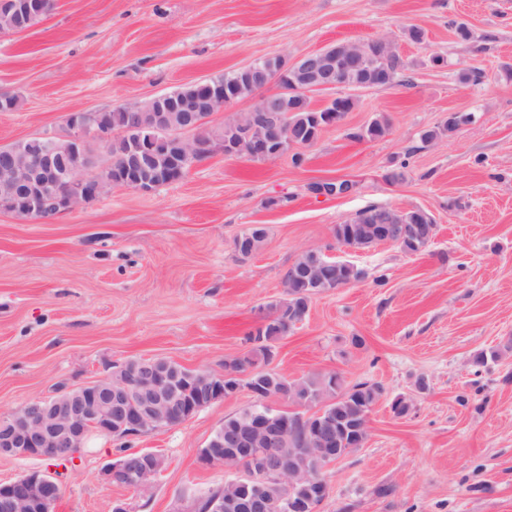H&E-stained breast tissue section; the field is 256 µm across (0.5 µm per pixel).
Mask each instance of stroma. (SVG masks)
<instances>
[{"instance_id":"1","label":"stroma","mask_w":512,"mask_h":512,"mask_svg":"<svg viewBox=\"0 0 512 512\" xmlns=\"http://www.w3.org/2000/svg\"><path fill=\"white\" fill-rule=\"evenodd\" d=\"M461 24L470 40L458 37ZM412 27L423 42L405 38ZM384 37L402 61L394 83L356 93L301 166L218 154L178 183L111 190L50 222L0 209V413L129 358L222 374L268 304L284 299L288 267L318 248L366 276L314 296L273 365L290 378L336 371L383 390L367 442L326 467L319 512H512V354L472 365L512 336V0H53L26 30L0 33V94L19 100L0 112V146L62 135L71 112ZM463 70L479 80L460 83ZM452 112L475 119L421 143ZM379 116L385 137L352 139ZM397 167L403 180L387 182ZM336 179L354 182L353 194L307 190ZM370 205L422 209L437 225L433 242L413 255L391 243L339 245L335 225ZM255 225L265 241L242 257L233 240ZM399 397L411 402L402 417L391 408ZM254 402L242 391L124 442L91 436L64 467L0 457V483L50 473L62 487L54 512H112L117 500L129 512H188L234 477L200 453ZM123 444L165 458L147 490L104 479Z\"/></svg>"}]
</instances>
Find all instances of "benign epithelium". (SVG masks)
<instances>
[{
    "mask_svg": "<svg viewBox=\"0 0 512 512\" xmlns=\"http://www.w3.org/2000/svg\"><path fill=\"white\" fill-rule=\"evenodd\" d=\"M49 0H0V12L13 13L21 21L47 10ZM388 60L387 40L338 41L331 48L305 54L278 70L252 62L239 72L261 77L260 86L269 91L234 119L249 131L264 125L275 132L247 139V157L263 160L288 155L296 148L313 144L304 140L288 123V113L296 111L301 95L315 91H333L346 86L345 79L371 60ZM237 104L224 100V87L209 82L197 84L192 95L168 103L157 95L144 102L123 105L133 113L134 128L152 130L132 143L120 164L112 161V130L103 125L99 112H72L62 143L51 142V149L18 162L12 154L0 156V208L19 217L53 219L79 206L89 204L110 189L149 192L157 187L181 181L197 163L218 153L226 157L240 155L237 146L222 140H204L196 128L211 120L225 107ZM172 134L179 155L175 167L156 174L148 171L158 135ZM121 167L125 178L112 177ZM257 370L224 373L214 381L200 369L183 371L187 389H205L224 398V381L232 380L233 390L252 392ZM198 404L190 396H181L173 386L169 361L164 358H130L113 367L112 372L79 389L27 402L20 409L0 414V456L15 458L56 457L68 460L79 453L93 432L110 435L119 430L126 437L137 436L148 428L172 420L189 419ZM324 408L303 416L310 429L305 439V454L285 456L282 445L288 441V427L249 422L224 436L228 453L242 465V473L233 480L236 497L219 501L211 512H260L263 504L257 491L261 482L278 480L288 487L304 490L302 503L293 512H317L329 493L328 482L318 478L306 458L321 457L324 442L335 432L334 422L323 419ZM130 459L105 471L109 481L123 482L140 491L165 469V460L147 461L139 450L126 451ZM61 494L59 483L50 474L33 470L22 477L0 484V512H52Z\"/></svg>",
    "mask_w": 512,
    "mask_h": 512,
    "instance_id": "benign-epithelium-1",
    "label": "benign epithelium"
}]
</instances>
